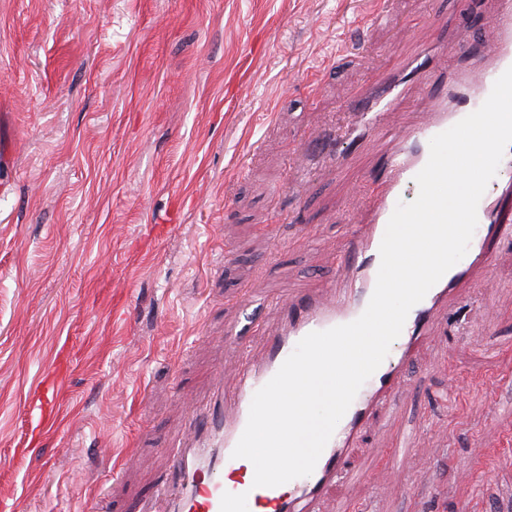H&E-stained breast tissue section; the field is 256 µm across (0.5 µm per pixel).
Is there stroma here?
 Returning a JSON list of instances; mask_svg holds the SVG:
<instances>
[{
	"mask_svg": "<svg viewBox=\"0 0 512 512\" xmlns=\"http://www.w3.org/2000/svg\"><path fill=\"white\" fill-rule=\"evenodd\" d=\"M388 16L365 28L378 9ZM461 0H0V502L134 512L171 476L189 402L273 295L321 287L380 177L339 170L358 97L435 36L472 40ZM309 169L305 187L292 176ZM463 283L401 394L416 435L370 429L355 512H512V223ZM498 321L485 325L484 304ZM237 330L229 342V330ZM60 421L24 399L62 350Z\"/></svg>",
	"mask_w": 512,
	"mask_h": 512,
	"instance_id": "obj_1",
	"label": "stroma"
}]
</instances>
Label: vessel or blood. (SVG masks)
I'll return each instance as SVG.
<instances>
[{
    "instance_id": "obj_1",
    "label": "vessel or blood",
    "mask_w": 512,
    "mask_h": 512,
    "mask_svg": "<svg viewBox=\"0 0 512 512\" xmlns=\"http://www.w3.org/2000/svg\"><path fill=\"white\" fill-rule=\"evenodd\" d=\"M464 57L449 71L441 61L447 55ZM512 67V0H497V9L471 47L453 38L435 43L434 54L409 57L403 68L390 71L379 86L367 92L357 107L356 129L372 138L384 160L385 187L370 204L367 223L351 224L342 243L338 273L315 294L277 298L282 311L280 328L267 336L259 358H238L232 390L217 391L203 404H191L189 443L177 452L176 483L162 486L168 512H320L324 493L336 483H354L364 472L349 465V451L375 420L395 427L389 452L399 459L412 436L398 427L400 395L415 349L433 328L437 310L453 299L455 287L479 262H489L488 245L501 232L500 195L512 190V145L505 150L497 175L478 208V225L466 255L454 265L409 312L401 335L381 366L363 384L325 446L313 473L290 481L288 487L254 486V467L233 457L248 420L254 394L279 370L297 343L307 334L350 323L365 310L376 285L379 248L398 202L418 195L416 174L429 157V141L476 111L489 96L496 79ZM430 97L432 108L422 121L400 127L393 120L405 100L409 84ZM30 411L38 423L55 420V404L46 387L30 395ZM236 476L224 482L225 473Z\"/></svg>"
}]
</instances>
